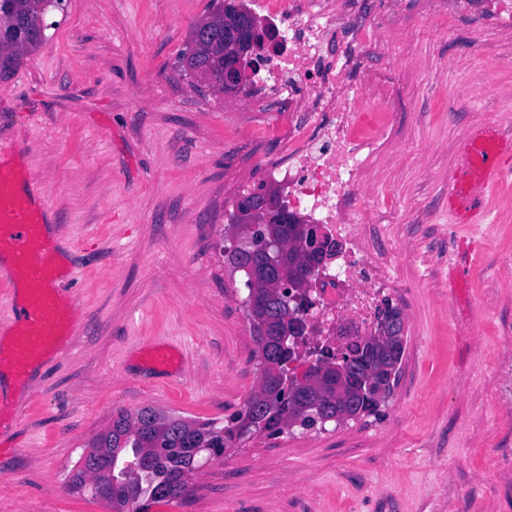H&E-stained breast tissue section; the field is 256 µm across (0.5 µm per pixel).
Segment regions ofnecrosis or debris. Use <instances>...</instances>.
I'll return each mask as SVG.
<instances>
[{
  "label": "necrosis or debris",
  "mask_w": 512,
  "mask_h": 512,
  "mask_svg": "<svg viewBox=\"0 0 512 512\" xmlns=\"http://www.w3.org/2000/svg\"><path fill=\"white\" fill-rule=\"evenodd\" d=\"M248 2L285 38L265 50L259 66L277 111L288 115V157L267 159V173L301 222L320 225L346 245L341 264L324 270L316 303L302 315L299 348H344L374 335L384 299L400 294L389 251L356 221L367 195L363 164L379 144L354 134L360 112L375 104L355 69L370 34L359 0ZM448 14L490 17L497 30H512V0H450Z\"/></svg>",
  "instance_id": "obj_1"
}]
</instances>
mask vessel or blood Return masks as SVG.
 <instances>
[{"mask_svg":"<svg viewBox=\"0 0 512 512\" xmlns=\"http://www.w3.org/2000/svg\"><path fill=\"white\" fill-rule=\"evenodd\" d=\"M512 174V138L482 126L469 132L448 191V212L454 223L480 224L486 217V193ZM18 175L0 165V252H7L13 268L6 285L22 282L26 296L13 310L17 331L8 352L0 351V364H8L22 383H29L31 367L43 351L56 347L74 326L70 306L62 299L60 274L45 234L42 209L16 191ZM477 260L459 252L448 267V285L462 288Z\"/></svg>","mask_w":512,"mask_h":512,"instance_id":"b4317fda","label":"vessel or blood"}]
</instances>
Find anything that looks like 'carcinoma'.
Here are the masks:
<instances>
[{"label":"carcinoma","instance_id":"obj_1","mask_svg":"<svg viewBox=\"0 0 512 512\" xmlns=\"http://www.w3.org/2000/svg\"><path fill=\"white\" fill-rule=\"evenodd\" d=\"M63 0H0V25L13 32L17 42L0 46V76L13 69L18 56L35 50L44 37V20ZM212 14L198 22L190 33V50L182 68L215 84L224 67V43L253 15L238 0H211ZM285 240L300 239L299 225H259L254 244L260 245L265 233ZM277 326L288 330L285 347L255 338L258 353L269 361L258 360L260 386L227 424L186 419L180 415L144 407L134 414L119 411L112 424L88 444V451L76 462L72 489L106 502L112 512H148L161 502L185 496L200 468V460L224 453L247 436L268 432L280 434L300 415L302 392L296 389L299 378L288 369L297 361L293 321L288 308H280ZM403 347L391 341L380 354L359 343L341 353L326 349L312 360L307 372L324 371L325 384L314 394L329 409L336 401L363 415L378 407L377 397L365 391V381L373 377L382 384L389 368L402 362Z\"/></svg>","mask_w":512,"mask_h":512}]
</instances>
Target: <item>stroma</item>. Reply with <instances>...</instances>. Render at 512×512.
<instances>
[{"mask_svg":"<svg viewBox=\"0 0 512 512\" xmlns=\"http://www.w3.org/2000/svg\"><path fill=\"white\" fill-rule=\"evenodd\" d=\"M361 3L382 29L361 56L382 105L359 130L383 134L362 222L412 298L399 377L376 413L251 436L150 512H512V175L484 224L448 213L465 133H512V33L430 15L428 0ZM209 4L64 0L0 79V160L48 200L83 308L66 353L41 355L34 390L8 399L20 421L0 439V512H109L70 476L113 413L221 422L259 387L245 276L222 238L288 121L261 87L224 95L181 71ZM483 82L499 97H480ZM461 246L480 259L453 293ZM155 344L184 354L174 385Z\"/></svg>","mask_w":512,"mask_h":512,"instance_id":"obj_1","label":"stroma"}]
</instances>
